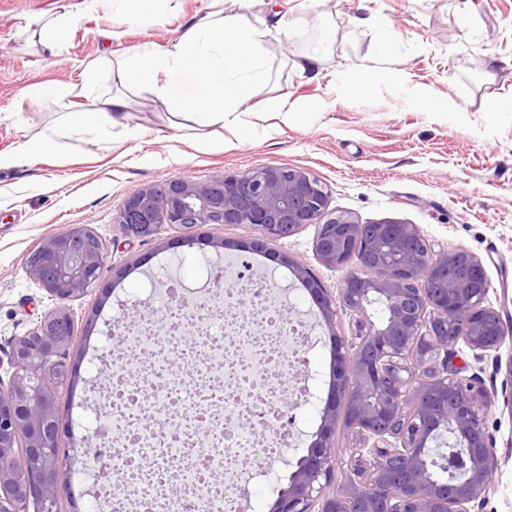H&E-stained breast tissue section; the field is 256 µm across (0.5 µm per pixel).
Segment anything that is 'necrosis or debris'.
Here are the masks:
<instances>
[{
	"mask_svg": "<svg viewBox=\"0 0 512 512\" xmlns=\"http://www.w3.org/2000/svg\"><path fill=\"white\" fill-rule=\"evenodd\" d=\"M207 278L225 285L220 335L211 333L210 297L177 282L175 303L124 326L137 358L96 355L112 373L88 395L102 440L71 478L83 483L106 468L131 492L99 483L87 512H248L241 487L258 477L274 482L281 417L308 398L310 376L274 381L269 367L300 362L313 328L283 321L270 289L240 287L238 268L212 264Z\"/></svg>",
	"mask_w": 512,
	"mask_h": 512,
	"instance_id": "4bbe7bcc",
	"label": "necrosis or debris"
}]
</instances>
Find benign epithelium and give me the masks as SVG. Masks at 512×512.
Segmentation results:
<instances>
[{"label":"benign epithelium","instance_id":"benign-epithelium-1","mask_svg":"<svg viewBox=\"0 0 512 512\" xmlns=\"http://www.w3.org/2000/svg\"><path fill=\"white\" fill-rule=\"evenodd\" d=\"M114 223L128 242L154 240L168 227L177 243H199L200 224H245L257 250L314 227L313 256L344 272L337 293L320 286L307 265L278 254L318 305L332 345L333 379L321 425L277 493L271 512H483L495 481L497 457L487 418L497 393L479 374L460 376L453 360L464 346L478 361L495 363L503 407L512 412V348L480 257L466 247L435 251L416 224L385 219L361 224L330 208L325 185L301 167L265 166L203 182L174 178L129 196ZM38 259L28 256L29 279L59 304L37 318L0 357V460L18 454L19 471L0 468V512H56L69 488L58 463V387L74 381L68 365L74 337L60 325L75 321L66 302L98 286L106 267L104 241L89 224H70L45 237ZM387 313L374 321L368 305ZM356 316L351 337L336 334V308ZM372 446L345 461L338 427ZM453 437L450 462L464 478L448 482L433 470L434 453ZM350 465L345 481L335 472Z\"/></svg>","mask_w":512,"mask_h":512}]
</instances>
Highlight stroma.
I'll use <instances>...</instances> for the list:
<instances>
[{"label":"stroma","mask_w":512,"mask_h":512,"mask_svg":"<svg viewBox=\"0 0 512 512\" xmlns=\"http://www.w3.org/2000/svg\"><path fill=\"white\" fill-rule=\"evenodd\" d=\"M65 3L78 17L57 49L32 45L28 27ZM203 7L204 0H179L176 10L123 24L122 39L107 43L100 35L111 26L105 0L91 7L86 0H0V153L59 122L57 98L31 101L24 95L28 87L78 82L107 49L166 45ZM360 16L375 17L378 27L355 25ZM285 24L287 36L266 39L270 80L261 96L287 97L288 117L252 113L248 133L224 128L219 150L190 131L149 120L143 93L133 114L148 124L138 138L83 134L65 153L0 169L1 347L56 304L24 266L43 238L70 224H89L105 242L119 240L113 219L145 185L173 177L205 182L270 165L307 169L326 184L331 208L359 223L400 219L418 225L435 250L469 248L489 275L491 304L512 321V0H295ZM383 39L389 50L369 55V46ZM314 49L323 52L316 80L295 66ZM197 232L203 241L191 249L171 247L176 233L170 229L155 241L121 244L100 286L72 300L78 374L60 389L63 468L75 463L68 454L75 422L90 414L83 395L101 381L92 368L95 349H110L108 333L122 304L147 297L167 303V295L154 290L157 281L200 284L203 264L217 255L206 241L213 227L204 224ZM223 236L231 243L226 257L250 262L267 284L286 289L285 314L318 317L291 270L252 250L253 230L228 225ZM313 236L306 228L276 249L336 289L341 274L315 260ZM316 336L311 401L297 411L300 447L285 454L284 480L321 424L331 344L326 328L317 327ZM488 427L499 469L484 512H512V413L496 405Z\"/></svg>","instance_id":"obj_1"}]
</instances>
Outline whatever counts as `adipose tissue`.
I'll return each instance as SVG.
<instances>
[{
    "mask_svg": "<svg viewBox=\"0 0 512 512\" xmlns=\"http://www.w3.org/2000/svg\"><path fill=\"white\" fill-rule=\"evenodd\" d=\"M238 2L241 14L228 15L224 0H207L203 14L166 47L145 44L88 65L81 83L56 91L62 124L22 142L12 154H0V168L58 153L73 131L118 127L126 137L140 136L144 127L133 122L131 111L134 95L142 92L152 98L154 117L171 128L247 129L251 101L268 80L264 42L271 29L244 18L255 0ZM104 74L111 89L100 85Z\"/></svg>",
    "mask_w": 512,
    "mask_h": 512,
    "instance_id": "ef3b65f1",
    "label": "adipose tissue"
}]
</instances>
